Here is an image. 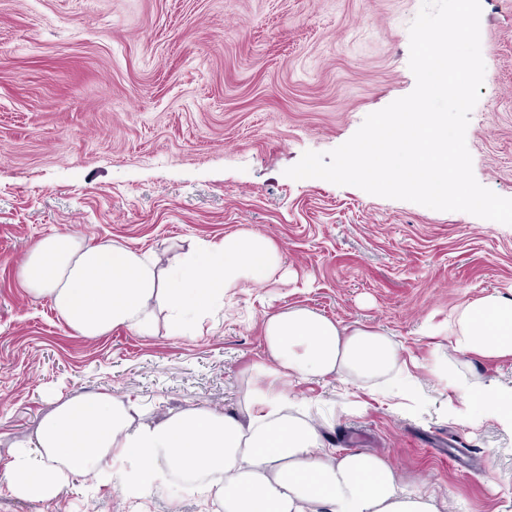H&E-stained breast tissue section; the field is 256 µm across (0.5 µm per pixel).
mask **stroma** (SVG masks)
<instances>
[{"label": "stroma", "instance_id": "1", "mask_svg": "<svg viewBox=\"0 0 512 512\" xmlns=\"http://www.w3.org/2000/svg\"><path fill=\"white\" fill-rule=\"evenodd\" d=\"M421 0H0V463L60 400L107 390L145 420L202 404L239 415L265 358L262 321L293 306L386 331L414 392L355 379L288 389L336 450L385 458L440 512H512V431L457 417L458 390L512 387V358L452 355L429 336L479 296L512 297V225L293 180L305 151L346 142L411 93ZM486 71L466 132L477 181L512 198V0H481ZM75 232L168 259L198 241L264 236L280 263L236 289L198 335L165 318L76 335L18 271L42 238ZM0 512H223L188 491L123 499L75 481Z\"/></svg>", "mask_w": 512, "mask_h": 512}]
</instances>
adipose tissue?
<instances>
[{
	"label": "adipose tissue",
	"instance_id": "ef3b65f1",
	"mask_svg": "<svg viewBox=\"0 0 512 512\" xmlns=\"http://www.w3.org/2000/svg\"><path fill=\"white\" fill-rule=\"evenodd\" d=\"M278 261L276 248L253 233L199 243L167 264L150 250L57 233L30 250L18 278L82 336L117 327L150 334L160 307L172 332L192 336L202 318L223 311L233 289L264 286ZM448 332L457 354L512 358V298L491 293L463 304ZM263 336L268 359L256 369L265 382L247 393L243 415L192 406L143 423L130 398L75 396L16 443L0 479L30 500L56 498L78 477L144 499L169 484L174 468L185 490L224 512H438L433 495L409 489L382 457L324 448L319 428L290 414L283 388L287 378L328 377L413 386L398 372V343L305 307L266 316ZM463 399L468 417L491 416L512 430V388L468 386Z\"/></svg>",
	"mask_w": 512,
	"mask_h": 512
}]
</instances>
